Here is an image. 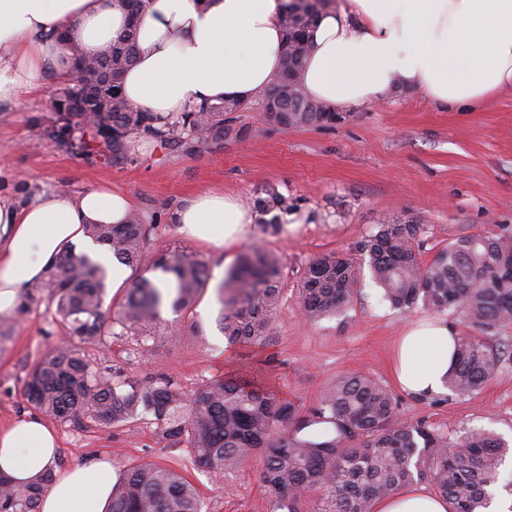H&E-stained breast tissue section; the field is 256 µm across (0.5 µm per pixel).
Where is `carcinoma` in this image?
<instances>
[{
  "label": "carcinoma",
  "instance_id": "cac0c4a2",
  "mask_svg": "<svg viewBox=\"0 0 512 512\" xmlns=\"http://www.w3.org/2000/svg\"><path fill=\"white\" fill-rule=\"evenodd\" d=\"M333 0H284V68L262 94L264 115L277 128L323 126L336 113L308 98L293 80L310 49L309 32ZM135 26L86 57L72 48L71 77L53 100L55 120H35L36 133L76 156L128 158L140 144L195 156L242 134L232 114L237 100L204 102L188 112L161 116L132 107L121 92L135 57ZM261 215L286 212L288 197L269 193L255 200ZM155 225L139 215L125 224H88L87 236L127 266L160 272L153 280L129 281L117 310L105 306L106 269L73 249L47 267L42 283L25 292L16 317L45 303L51 324L69 336L54 344L24 379V395L36 409L82 426L155 427L165 448H180L198 470L221 477L250 456L265 459L262 488L270 512H298V498L321 491L314 512H373L374 505L403 486L426 481L448 501V512H484L488 488L498 480L509 444L491 430L472 429L454 439L422 421L398 416L394 394L373 377L352 373L330 381L315 405L302 410L280 396L260 374L204 379L193 390L164 373L134 379L120 364L92 363L84 343L106 336H133L127 360L143 357L193 314L211 279L208 263L175 247L153 250ZM422 227L395 218L377 227L357 248L358 256L328 253L306 266L298 303L310 321L349 309L362 266L369 268L390 307L457 311L465 331L457 336L448 389L467 396L499 371L501 352L487 334L512 324V232L466 236L440 249L432 261L418 259ZM281 260L255 245L241 256L217 288L218 330L228 346L265 344L280 307ZM170 310L175 319L163 318ZM282 428H277V425ZM55 481L45 469L34 483L0 476V512H37ZM204 503L184 474L156 462L130 465L112 486L111 512H203Z\"/></svg>",
  "mask_w": 512,
  "mask_h": 512
}]
</instances>
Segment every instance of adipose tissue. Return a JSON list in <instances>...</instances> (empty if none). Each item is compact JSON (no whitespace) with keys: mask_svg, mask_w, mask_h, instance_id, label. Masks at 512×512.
Segmentation results:
<instances>
[{"mask_svg":"<svg viewBox=\"0 0 512 512\" xmlns=\"http://www.w3.org/2000/svg\"><path fill=\"white\" fill-rule=\"evenodd\" d=\"M127 22L124 0H0V102L65 77L72 47L95 55ZM311 41L295 79L309 98L332 108L376 102L397 83L463 109L512 89V0H348L319 16ZM283 65L281 0H149L122 92L130 105L165 116L201 102L250 101L274 85ZM132 210L129 197L100 186L31 200L0 197V316L14 313L46 262L69 246L111 265L83 227L125 223ZM173 220L186 237L222 248L244 236L252 217L236 199L206 192ZM456 334L435 318L404 330L393 355L402 390L420 398L444 390ZM56 448L41 420L0 429V476L36 481ZM113 483L105 458L62 471L39 512H110ZM377 512H448V504L403 488L380 500Z\"/></svg>","mask_w":512,"mask_h":512,"instance_id":"obj_1","label":"adipose tissue"}]
</instances>
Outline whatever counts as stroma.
<instances>
[{
    "instance_id": "35a3bbf8",
    "label": "stroma",
    "mask_w": 512,
    "mask_h": 512,
    "mask_svg": "<svg viewBox=\"0 0 512 512\" xmlns=\"http://www.w3.org/2000/svg\"><path fill=\"white\" fill-rule=\"evenodd\" d=\"M55 91L51 83L37 96L0 103V193L31 199L61 188L76 194L94 184L124 191L144 222L155 225L156 249L183 246L203 257L212 274L211 288L180 334L133 361L126 358L130 337L112 338L87 347L91 359L126 363L135 378L163 372L189 389L246 364L260 366L284 397L303 409L331 380L361 372L394 388L402 419L425 421L452 438L484 427L512 442V361L467 397L445 392L417 398L397 389L391 353L403 328L428 318V311L393 310L366 271L343 315L310 322L297 301L311 259L353 253L377 225L395 217L421 224L424 263L458 238L512 231V90L458 112L438 106L422 90L402 89L345 109L343 121L333 125L286 130L269 125L255 99L238 114L243 135L211 152L187 156L145 145L136 155L114 161L67 154L36 134L34 120L53 118ZM209 190L235 196L249 209L256 197L274 191L288 196L294 207L280 213L278 233H262L255 221L241 240L219 250L185 238L171 222L177 208ZM258 242L286 266L282 303L265 346H240L231 356L215 325L214 287ZM49 319L45 305L32 306L0 341V428L40 415L22 387L27 371L54 342L47 334ZM50 424L59 440L54 470L99 455L110 458L118 472L131 463L159 462L183 469L207 512H268L261 456L215 481L186 466L182 450L161 447L153 426L85 429L55 418Z\"/></svg>"
}]
</instances>
